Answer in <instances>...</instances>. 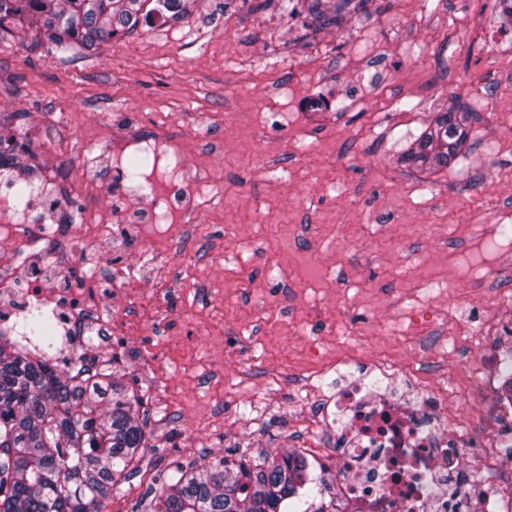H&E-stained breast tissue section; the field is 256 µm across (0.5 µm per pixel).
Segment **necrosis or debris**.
<instances>
[{
    "label": "necrosis or debris",
    "instance_id": "4bbe7bcc",
    "mask_svg": "<svg viewBox=\"0 0 512 512\" xmlns=\"http://www.w3.org/2000/svg\"><path fill=\"white\" fill-rule=\"evenodd\" d=\"M23 176L11 157L0 159V330L16 329L32 312L48 314L75 372L96 373L104 363L79 362V349L112 332L101 285L123 270L96 268L83 286L70 273L76 255H91L100 241L89 213L68 202L58 175L30 182L25 204L16 192ZM205 170L182 163L157 195L126 182H105L106 197H121L123 224L157 223L160 211L174 214L179 232L194 238L199 203L196 188ZM385 384L370 388L348 378L337 384L327 408L317 414L336 440V512H512V484L496 472L508 462L512 429L497 434L491 455L468 462L470 447L448 431V385L431 382L423 368L391 357H374Z\"/></svg>",
    "mask_w": 512,
    "mask_h": 512
}]
</instances>
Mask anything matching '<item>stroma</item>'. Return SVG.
I'll return each instance as SVG.
<instances>
[{
  "instance_id": "stroma-1",
  "label": "stroma",
  "mask_w": 512,
  "mask_h": 512,
  "mask_svg": "<svg viewBox=\"0 0 512 512\" xmlns=\"http://www.w3.org/2000/svg\"><path fill=\"white\" fill-rule=\"evenodd\" d=\"M188 10L92 53L20 27L0 40V112L21 115L0 135L24 133L21 164L69 174L85 210L107 209L99 181L136 156L132 118L171 130L211 178L198 224L217 254L143 225L163 247L130 257L122 301L105 303L121 326L111 370L149 436L106 512H142L171 462L230 451L306 457L298 512H335L336 445L326 426L306 436L310 393L360 370L300 378L351 351L447 366L449 429L484 454L507 395L494 376L471 390V376L495 326L512 325V25L494 0H367L323 28L284 0ZM319 97L327 109L311 110ZM453 105L480 116L456 164H401ZM105 144L111 160L88 171Z\"/></svg>"
}]
</instances>
